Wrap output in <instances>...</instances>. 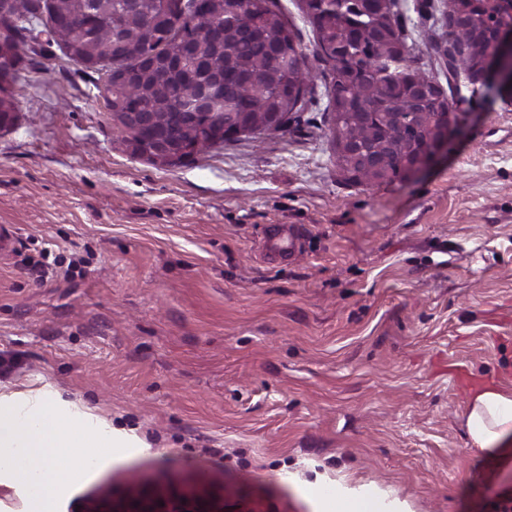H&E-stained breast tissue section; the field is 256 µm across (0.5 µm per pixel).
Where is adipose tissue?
I'll list each match as a JSON object with an SVG mask.
<instances>
[{
  "label": "adipose tissue",
  "mask_w": 512,
  "mask_h": 512,
  "mask_svg": "<svg viewBox=\"0 0 512 512\" xmlns=\"http://www.w3.org/2000/svg\"><path fill=\"white\" fill-rule=\"evenodd\" d=\"M472 445L494 453L512 447V394L475 393L465 413ZM130 440L75 419L49 397H0V482L27 481V512H54L52 491L86 470L93 448H127Z\"/></svg>",
  "instance_id": "1"
}]
</instances>
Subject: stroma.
Returning a JSON list of instances; mask_svg holds the SVG:
<instances>
[{
	"instance_id": "obj_1",
	"label": "stroma",
	"mask_w": 512,
	"mask_h": 512,
	"mask_svg": "<svg viewBox=\"0 0 512 512\" xmlns=\"http://www.w3.org/2000/svg\"><path fill=\"white\" fill-rule=\"evenodd\" d=\"M446 0H401L461 117L416 180H344L327 93L286 133L160 167L131 156L102 74L41 42L0 130V393L51 395L135 438L57 512L135 489L224 512H512V460L473 448L463 373L512 393V106L449 79ZM295 226L292 257L263 251ZM58 262L39 278L32 266Z\"/></svg>"
}]
</instances>
